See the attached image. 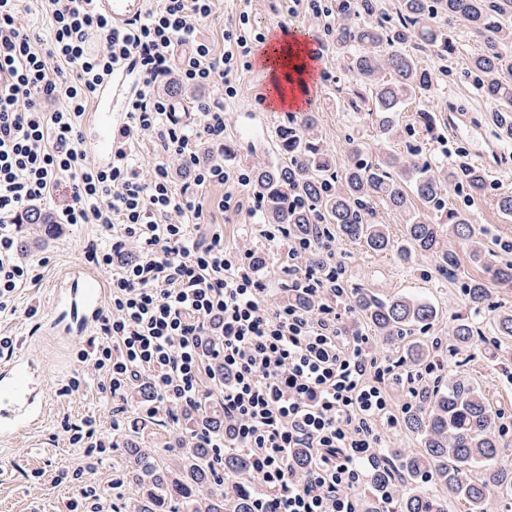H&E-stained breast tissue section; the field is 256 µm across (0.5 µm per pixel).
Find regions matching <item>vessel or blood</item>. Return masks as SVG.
<instances>
[{
    "instance_id": "vessel-or-blood-1",
    "label": "vessel or blood",
    "mask_w": 512,
    "mask_h": 512,
    "mask_svg": "<svg viewBox=\"0 0 512 512\" xmlns=\"http://www.w3.org/2000/svg\"><path fill=\"white\" fill-rule=\"evenodd\" d=\"M96 9L108 16L113 28L127 29L146 12V0H94ZM133 77L130 70H115L105 80L97 97V108L85 121L82 141L99 165L112 162L116 145L112 133L126 124V103ZM51 314L46 330L70 338L88 333L100 321L105 306L102 275L77 262L57 279L51 290ZM42 369L21 350L0 360V438H9L36 428L46 417Z\"/></svg>"
}]
</instances>
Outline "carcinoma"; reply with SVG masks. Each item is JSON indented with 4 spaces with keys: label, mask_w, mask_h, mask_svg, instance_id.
Wrapping results in <instances>:
<instances>
[{
    "label": "carcinoma",
    "mask_w": 512,
    "mask_h": 512,
    "mask_svg": "<svg viewBox=\"0 0 512 512\" xmlns=\"http://www.w3.org/2000/svg\"><path fill=\"white\" fill-rule=\"evenodd\" d=\"M329 12L336 22L329 35L336 56L347 59L360 77L359 99L372 102L373 123L387 137L397 131L393 115L410 97L429 90L433 73L422 67L417 52L427 51L443 59L456 49L452 23L459 19L483 38L484 50L472 56L467 75L479 85L493 105L502 131L512 130V82L496 73L503 67V49L512 46V0H397L395 15L382 19V0H336ZM316 117L307 112L299 122L282 128L279 144L286 158L257 168L252 177L262 198L265 221L286 224L293 235L313 237L319 224H333L350 240L370 250L393 249L407 260L415 252L430 254L439 268L459 267L456 252L448 249L445 234L464 240L475 237L465 209H445L443 191L454 184L475 200L487 189L482 170L475 167L445 168L431 165L418 154L405 158L388 154L375 161L362 158L360 147L350 149L347 165L332 170L328 153L310 136ZM405 215L404 243L390 238L381 224L373 222L374 205ZM470 258L501 284H512V261L492 262L479 246ZM466 314L452 319L453 350L473 345L478 331L473 315L489 298L482 280L465 285ZM356 307L375 335L393 342L404 328L426 326L437 317L429 302L407 297L379 299L365 291L354 295ZM406 427L421 440L423 451L400 457L404 484L431 478L434 486L467 505V512H487L488 487L502 496L512 495V465L505 459V433L496 430V414L482 391L466 379L448 380L440 388L422 387L415 407L405 415ZM483 476H469L472 468ZM223 469L248 470V459L238 452L224 455ZM221 472L214 468L209 448H182L177 463L158 468L152 458L136 450L126 461L125 478L139 488L122 503L125 512H251L247 490L225 489ZM390 478V461H377L369 475L371 488ZM397 512H447L436 495L407 491L396 502Z\"/></svg>",
    "instance_id": "obj_1"
}]
</instances>
